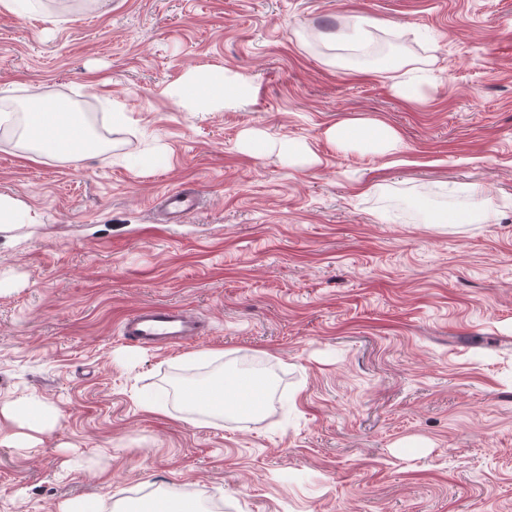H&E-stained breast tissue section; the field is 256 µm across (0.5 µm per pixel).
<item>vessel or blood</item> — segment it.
Wrapping results in <instances>:
<instances>
[{"instance_id":"1","label":"vessel or blood","mask_w":512,"mask_h":512,"mask_svg":"<svg viewBox=\"0 0 512 512\" xmlns=\"http://www.w3.org/2000/svg\"><path fill=\"white\" fill-rule=\"evenodd\" d=\"M200 196L191 188L167 191L161 203L170 216L183 218L197 210ZM120 330L125 340L142 347L166 348L203 335L200 319L186 309L146 304L126 316Z\"/></svg>"}]
</instances>
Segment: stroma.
Here are the masks:
<instances>
[{
	"instance_id": "35a3bbf8",
	"label": "stroma",
	"mask_w": 512,
	"mask_h": 512,
	"mask_svg": "<svg viewBox=\"0 0 512 512\" xmlns=\"http://www.w3.org/2000/svg\"><path fill=\"white\" fill-rule=\"evenodd\" d=\"M358 17L399 70L359 72L354 43L328 40ZM203 66L253 95L215 112L164 96ZM35 93L91 109L110 138L73 158L0 138V195L24 205L0 223V406L60 413L40 443L0 445V512L159 495L512 512V0H30L0 12V108ZM354 117L400 149H339L326 131ZM249 130L307 152L253 155ZM183 187L200 209L164 220L161 195ZM475 207L490 221H439ZM147 303L206 335L125 341ZM248 360L260 415L190 407L189 378Z\"/></svg>"
}]
</instances>
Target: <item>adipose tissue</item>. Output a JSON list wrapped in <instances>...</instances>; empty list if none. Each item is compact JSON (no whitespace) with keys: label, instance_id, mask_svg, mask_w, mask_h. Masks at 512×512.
Returning a JSON list of instances; mask_svg holds the SVG:
<instances>
[{"label":"adipose tissue","instance_id":"ef3b65f1","mask_svg":"<svg viewBox=\"0 0 512 512\" xmlns=\"http://www.w3.org/2000/svg\"><path fill=\"white\" fill-rule=\"evenodd\" d=\"M252 93L253 87L247 79L220 68L189 70L172 91L183 105L203 112L233 107ZM23 136L35 149L59 155H74L98 147L84 123L70 122L63 108H46L37 102L27 110ZM328 136L339 148L356 147L377 155L393 153L401 144L392 126L374 119L355 118L335 125L329 129ZM252 384L249 377H232L218 386L188 389L185 396L199 410L221 412L231 406L246 405L242 389ZM59 418L55 408L36 409L28 400H17L0 408V421L18 427L17 432L1 435L0 445H28L35 435L53 430Z\"/></svg>","mask_w":512,"mask_h":512}]
</instances>
